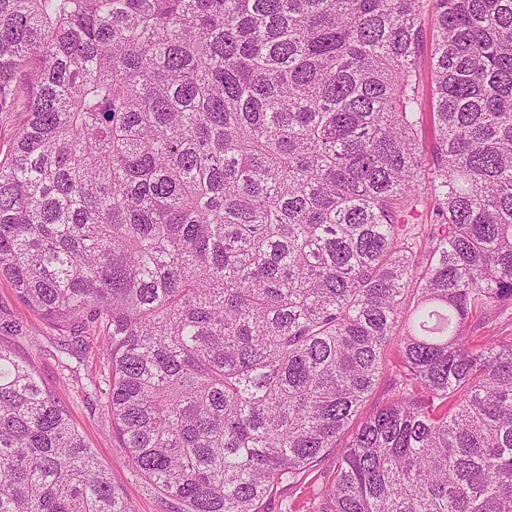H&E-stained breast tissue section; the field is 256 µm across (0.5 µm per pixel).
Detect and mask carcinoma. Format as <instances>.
I'll return each instance as SVG.
<instances>
[{"mask_svg": "<svg viewBox=\"0 0 512 512\" xmlns=\"http://www.w3.org/2000/svg\"><path fill=\"white\" fill-rule=\"evenodd\" d=\"M14 109L0 277L175 512H512V0H0ZM0 512H131L2 347ZM336 449L324 455L315 470L303 481L280 484L265 504V512H317V494L324 482L323 476L336 471Z\"/></svg>", "mask_w": 512, "mask_h": 512, "instance_id": "cac0c4a2", "label": "carcinoma"}]
</instances>
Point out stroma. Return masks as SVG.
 Returning <instances> with one entry per match:
<instances>
[{
    "label": "stroma",
    "instance_id": "obj_1",
    "mask_svg": "<svg viewBox=\"0 0 512 512\" xmlns=\"http://www.w3.org/2000/svg\"><path fill=\"white\" fill-rule=\"evenodd\" d=\"M0 315L22 321L26 327L19 336L0 335V345L29 365L66 407L133 512H171L169 500L160 491L134 476L118 446L105 410L111 373L99 354L96 337L87 335L77 343L64 336L29 311L4 280H0ZM335 467V452L326 453L305 480L280 484L266 502L265 512H318L317 494Z\"/></svg>",
    "mask_w": 512,
    "mask_h": 512
}]
</instances>
